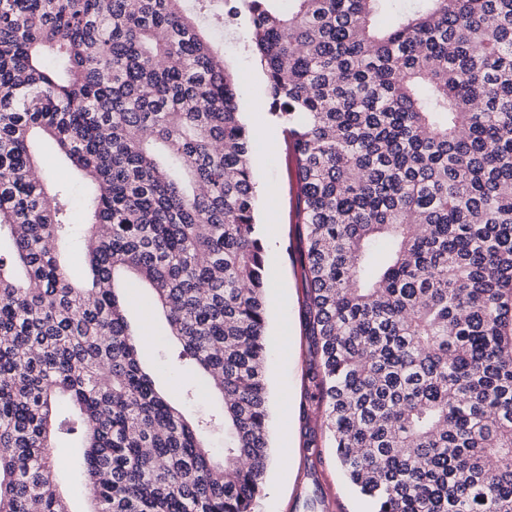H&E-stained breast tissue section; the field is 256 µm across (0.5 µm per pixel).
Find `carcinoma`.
<instances>
[{
    "mask_svg": "<svg viewBox=\"0 0 512 512\" xmlns=\"http://www.w3.org/2000/svg\"><path fill=\"white\" fill-rule=\"evenodd\" d=\"M279 2L0 0V512H70L51 438L78 432L89 512L262 491L268 267L211 13L248 16L295 163L310 400L344 475L373 512H512V0ZM38 136L89 181L81 282ZM122 275L219 412L191 424L156 391Z\"/></svg>",
    "mask_w": 512,
    "mask_h": 512,
    "instance_id": "carcinoma-1",
    "label": "carcinoma"
}]
</instances>
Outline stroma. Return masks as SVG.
Wrapping results in <instances>:
<instances>
[{
    "mask_svg": "<svg viewBox=\"0 0 512 512\" xmlns=\"http://www.w3.org/2000/svg\"><path fill=\"white\" fill-rule=\"evenodd\" d=\"M226 66L235 77L242 120L253 140L252 165L258 191L257 218L266 245L270 300L268 384L270 390V463L254 512H307L312 495L325 497L329 512H371L343 477L326 428L314 418L307 399L309 377L318 358L306 335L307 300L303 266V241L293 221L296 181L290 170L283 134L271 116V99L265 76L250 53L245 19L221 26ZM41 172L49 186L70 182L75 213H82L85 182L70 171L54 146L35 141ZM126 315L135 331H148L151 343L141 348L144 366L157 388L189 417H206L222 404L213 392L199 391L185 398L187 380L176 362L177 345L163 318L153 310L152 291L131 286L127 290ZM57 472L63 477L71 512H85L84 480H71L80 456L79 443L59 437L52 450Z\"/></svg>",
    "mask_w": 512,
    "mask_h": 512,
    "instance_id": "stroma-1",
    "label": "stroma"
}]
</instances>
